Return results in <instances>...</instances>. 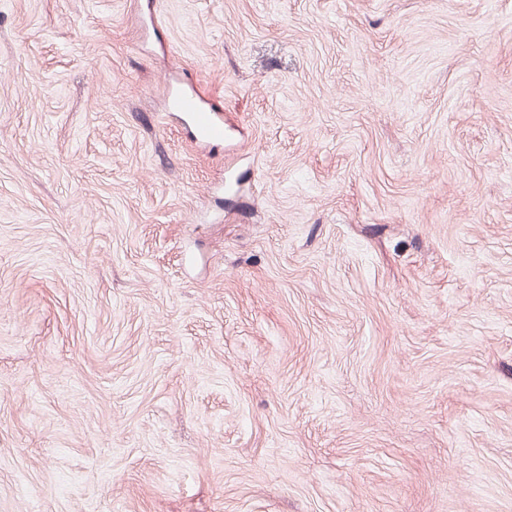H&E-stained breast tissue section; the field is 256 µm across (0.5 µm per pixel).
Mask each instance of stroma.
Listing matches in <instances>:
<instances>
[{"label":"stroma","mask_w":512,"mask_h":512,"mask_svg":"<svg viewBox=\"0 0 512 512\" xmlns=\"http://www.w3.org/2000/svg\"><path fill=\"white\" fill-rule=\"evenodd\" d=\"M0 512H512V0H0ZM169 108L173 112L188 114L194 139H224V124L214 112L200 107L195 94L186 91L172 93Z\"/></svg>","instance_id":"35a3bbf8"}]
</instances>
